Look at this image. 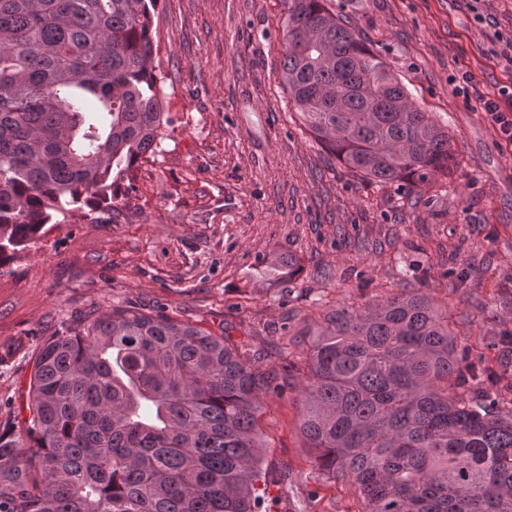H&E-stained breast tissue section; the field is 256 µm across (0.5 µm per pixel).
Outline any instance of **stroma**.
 I'll return each mask as SVG.
<instances>
[{"instance_id": "35a3bbf8", "label": "stroma", "mask_w": 512, "mask_h": 512, "mask_svg": "<svg viewBox=\"0 0 512 512\" xmlns=\"http://www.w3.org/2000/svg\"><path fill=\"white\" fill-rule=\"evenodd\" d=\"M290 0H158L154 40L168 118L155 157L91 222L73 211L0 274V424L13 421L40 345L95 307L170 317L245 344L276 370L264 396L271 512H362L355 485L314 462L299 428L304 332L416 277L471 361L512 407V143L481 95L512 87V0H328L424 111L448 124L447 183L407 191L352 174L297 118L280 83ZM472 83H465V76ZM293 254L277 279L261 261ZM415 277L401 273L403 265Z\"/></svg>"}]
</instances>
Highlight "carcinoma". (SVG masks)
Wrapping results in <instances>:
<instances>
[{"label":"carcinoma","mask_w":512,"mask_h":512,"mask_svg":"<svg viewBox=\"0 0 512 512\" xmlns=\"http://www.w3.org/2000/svg\"><path fill=\"white\" fill-rule=\"evenodd\" d=\"M156 3L0 0V271L59 217L111 210L165 139ZM280 82L352 173L409 189L456 165L448 125L325 0H291ZM307 335L300 429L363 512H512V409L422 289L340 303ZM280 391L223 335L86 315L41 344L0 429V512H269L257 419Z\"/></svg>","instance_id":"cac0c4a2"}]
</instances>
